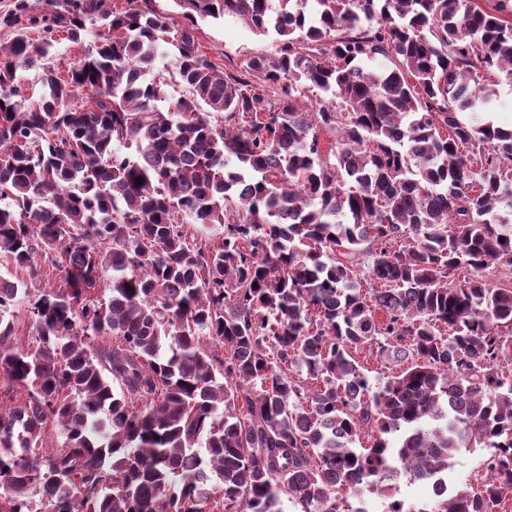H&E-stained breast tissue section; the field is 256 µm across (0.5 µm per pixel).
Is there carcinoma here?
<instances>
[{
  "label": "carcinoma",
  "instance_id": "1",
  "mask_svg": "<svg viewBox=\"0 0 512 512\" xmlns=\"http://www.w3.org/2000/svg\"><path fill=\"white\" fill-rule=\"evenodd\" d=\"M173 2L181 26L60 0L0 46V258L29 276H0V386L22 391L0 512H343L366 491L498 512L512 288L487 275L512 271V127L481 107L512 78V0ZM226 16L278 56L219 71L196 26ZM89 24L92 52L47 62ZM171 32L175 102L153 72ZM42 258L59 285L33 292ZM364 350L401 369L371 383ZM471 448L485 481L449 485ZM400 474L442 493L413 510Z\"/></svg>",
  "mask_w": 512,
  "mask_h": 512
}]
</instances>
